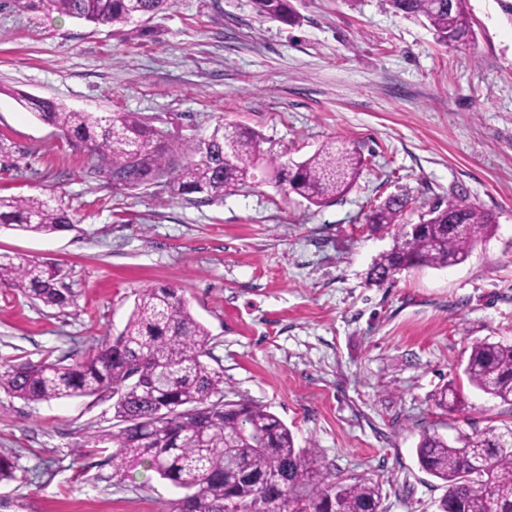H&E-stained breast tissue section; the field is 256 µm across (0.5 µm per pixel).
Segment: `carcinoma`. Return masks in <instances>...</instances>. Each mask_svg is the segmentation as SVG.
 <instances>
[{"label":"carcinoma","instance_id":"obj_1","mask_svg":"<svg viewBox=\"0 0 512 512\" xmlns=\"http://www.w3.org/2000/svg\"><path fill=\"white\" fill-rule=\"evenodd\" d=\"M171 0H49L57 12L135 31L167 10ZM266 18L293 23L290 0H251ZM395 11L424 17L437 41L467 45L471 22L467 0H389ZM23 107L57 128L88 154L92 166L119 189L165 180L179 196L220 200L255 182L262 165L284 193L322 207L345 196L363 165L351 141H327L307 159L288 166L261 148L259 136L234 124H218L210 136L174 145L134 113L95 116L51 100L23 95ZM408 206L390 196L371 210L375 226L396 224ZM493 214L458 196L436 205L428 218L398 234L375 258L371 271L385 281L410 268L447 267L468 259L489 235ZM0 227L50 235L73 227L66 210L40 196H0ZM0 285L47 307L63 309L71 293L62 270L19 255H0ZM209 332L175 288H150L134 301L118 336L96 352L65 364L60 360L0 365V390L39 404L103 394L113 399L115 429L93 435L85 446L113 449V467L145 462L161 478L187 490L173 512H382L379 488L370 482L343 484L330 478L315 455L295 447L288 427L256 406L210 401L223 376L203 360ZM468 381L512 405V344L477 341L465 368ZM454 387L441 390L436 405L455 409ZM423 470L447 492L439 512H512V432L475 433L454 446L436 433L422 434L416 448Z\"/></svg>","mask_w":512,"mask_h":512}]
</instances>
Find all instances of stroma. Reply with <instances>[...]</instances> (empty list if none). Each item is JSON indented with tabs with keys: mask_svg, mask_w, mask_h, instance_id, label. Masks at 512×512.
Segmentation results:
<instances>
[{
	"mask_svg": "<svg viewBox=\"0 0 512 512\" xmlns=\"http://www.w3.org/2000/svg\"><path fill=\"white\" fill-rule=\"evenodd\" d=\"M292 6L286 24L250 0H175L121 35L44 0H0V196L53 199L75 223L0 229V253L57 264L74 297L61 310L0 285V364L83 356L119 334L143 289H180L209 332L220 399L276 415L335 478L375 484L383 512H438L446 487L418 463L422 433L512 428V405L464 372L473 342L512 343V23L497 0H469L472 39L456 49L387 0ZM20 93L136 112L174 143L238 124L291 163L347 137L364 164L321 208L268 181L219 201L116 189ZM457 194L496 218L470 257L372 281L399 231L371 228L372 208L405 196L416 224ZM449 385L461 410L434 404ZM113 424L108 399L0 391V455L19 467L0 497L22 512H170L182 490L143 465L117 475L110 449L84 447Z\"/></svg>",
	"mask_w": 512,
	"mask_h": 512,
	"instance_id": "obj_1",
	"label": "stroma"
}]
</instances>
